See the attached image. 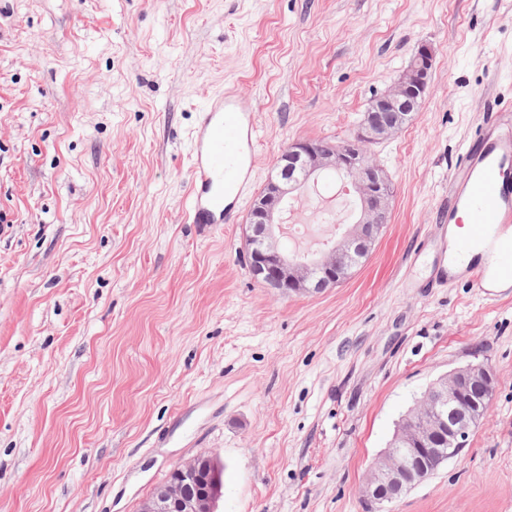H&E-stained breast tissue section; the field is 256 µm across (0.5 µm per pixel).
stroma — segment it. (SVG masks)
Masks as SVG:
<instances>
[{
	"label": "stroma",
	"instance_id": "35a3bbf8",
	"mask_svg": "<svg viewBox=\"0 0 512 512\" xmlns=\"http://www.w3.org/2000/svg\"><path fill=\"white\" fill-rule=\"evenodd\" d=\"M425 102L374 159L391 220L345 283L280 296L244 253L289 142L351 137L421 45ZM250 97L231 224L183 221L190 134ZM512 104V0H0V512H136L197 455L219 512H365L439 375L490 363L467 446L390 512H512V287L443 280L440 210Z\"/></svg>",
	"mask_w": 512,
	"mask_h": 512
}]
</instances>
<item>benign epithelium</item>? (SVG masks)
I'll use <instances>...</instances> for the list:
<instances>
[{
    "mask_svg": "<svg viewBox=\"0 0 512 512\" xmlns=\"http://www.w3.org/2000/svg\"><path fill=\"white\" fill-rule=\"evenodd\" d=\"M433 62L432 48L421 45L410 66L371 100L353 137L336 143L295 140L283 148L245 225L244 245L256 282L279 295H317L345 281L369 256L389 223L394 197L390 176L372 158L371 146L398 135L421 107ZM331 172L347 177L356 202L354 220L330 249L300 258L283 246L286 204ZM495 382L492 367L479 361L429 385L369 467L362 488L368 512H386V504L425 481L423 459L440 466L462 452L490 405ZM221 489L216 461L198 455L174 468L137 512H217Z\"/></svg>",
    "mask_w": 512,
    "mask_h": 512,
    "instance_id": "7a95c632",
    "label": "benign epithelium"
}]
</instances>
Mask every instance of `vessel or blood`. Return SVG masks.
Here are the masks:
<instances>
[{
    "label": "vessel or blood",
    "mask_w": 512,
    "mask_h": 512,
    "mask_svg": "<svg viewBox=\"0 0 512 512\" xmlns=\"http://www.w3.org/2000/svg\"><path fill=\"white\" fill-rule=\"evenodd\" d=\"M257 126L251 102L236 88L200 112L190 136V189L185 220L218 224L224 220V195L242 194L255 167ZM449 222L467 212L473 239L496 255L502 276L512 278V112L504 111L466 152L449 194Z\"/></svg>",
    "instance_id": "obj_1"
}]
</instances>
